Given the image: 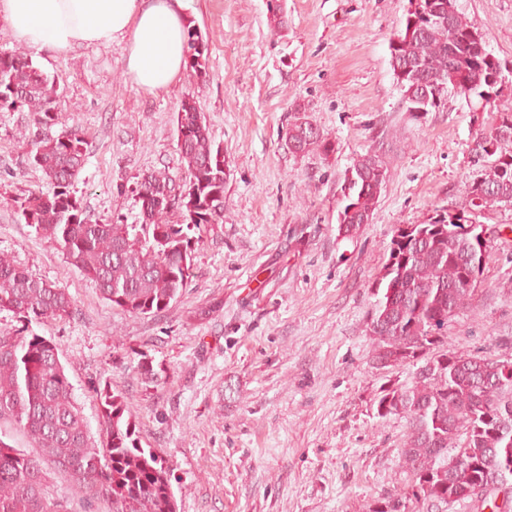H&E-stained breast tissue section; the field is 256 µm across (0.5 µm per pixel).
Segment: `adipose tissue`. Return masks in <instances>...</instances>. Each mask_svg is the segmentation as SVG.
<instances>
[{
    "label": "adipose tissue",
    "mask_w": 512,
    "mask_h": 512,
    "mask_svg": "<svg viewBox=\"0 0 512 512\" xmlns=\"http://www.w3.org/2000/svg\"><path fill=\"white\" fill-rule=\"evenodd\" d=\"M0 15L18 41L38 48L127 40L129 72L151 93L185 68L181 0H0Z\"/></svg>",
    "instance_id": "1"
}]
</instances>
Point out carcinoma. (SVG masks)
<instances>
[{"instance_id":"cac0c4a2","label":"carcinoma","mask_w":512,"mask_h":512,"mask_svg":"<svg viewBox=\"0 0 512 512\" xmlns=\"http://www.w3.org/2000/svg\"><path fill=\"white\" fill-rule=\"evenodd\" d=\"M429 15L426 29L410 31L417 12L406 11L390 45L391 65L408 107L420 97L452 89L484 101L498 94L493 81L499 60L488 58L478 30L456 10L457 0H408ZM208 42L186 30V56L194 74L206 76ZM0 109L31 112L36 126L30 164L52 186L14 200L19 220L54 244L67 262L92 281L112 307L133 315L157 314L177 302L188 284L193 246L214 224L224 223V147L209 132L196 101L182 100L176 118L177 148L184 177L143 175L132 190L140 204L138 223L91 222L71 191L86 158L76 130L53 136L59 122L55 84L21 51H0ZM484 140L470 150L480 175L469 185L468 205L512 203V110L495 112ZM288 148L299 155L332 151L310 121L295 117ZM343 192L338 230L354 236L371 219L386 181L384 161L369 152L354 163ZM172 210L182 221L169 224ZM449 211L424 224H400L387 245V261L375 284L369 324L375 341L372 364L422 365L405 384L382 391L376 413L405 420L401 465L415 502L469 499L475 512H512V377L486 356H458L445 344L448 319L465 307L484 257L483 226L467 228ZM21 323L0 332V512H71L70 501L52 498V474L71 478L72 495L90 512H177L168 461L138 445L126 393L106 382L95 393L102 433L96 441L76 403L72 385L52 341L30 329L49 320H69L75 305L65 289L33 276L0 254V311ZM137 369L147 385L159 381L152 358ZM22 434L31 451L5 440L4 426ZM459 458L471 479L459 482L448 465ZM368 512H410L408 501L386 495Z\"/></svg>"}]
</instances>
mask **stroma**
<instances>
[{"label": "stroma", "mask_w": 512, "mask_h": 512, "mask_svg": "<svg viewBox=\"0 0 512 512\" xmlns=\"http://www.w3.org/2000/svg\"><path fill=\"white\" fill-rule=\"evenodd\" d=\"M487 49L512 67V0H457ZM408 0H183L208 42L207 75L184 69L167 90L139 88L128 45L28 47L54 77L60 122L86 162L74 189L89 220L137 223L143 175L183 173L176 115L193 96L224 147V221L196 245L188 285L158 314L112 308L62 252L19 221L13 199L48 191L29 163L27 112L0 111V252L66 291L74 318L35 326L57 346L74 397L99 437L95 389L125 391L142 447L168 460L178 512H367L406 492L403 419L378 417L381 390L413 369L376 368L372 287L401 224L458 209L478 175L469 145L487 115L448 92L408 112L390 44ZM284 24L275 27L272 18ZM333 150L286 144L296 111ZM373 151L387 179L372 219L339 235L344 173ZM485 256L448 348L512 360V203L478 211ZM153 359L159 382L136 364Z\"/></svg>", "instance_id": "stroma-1"}]
</instances>
